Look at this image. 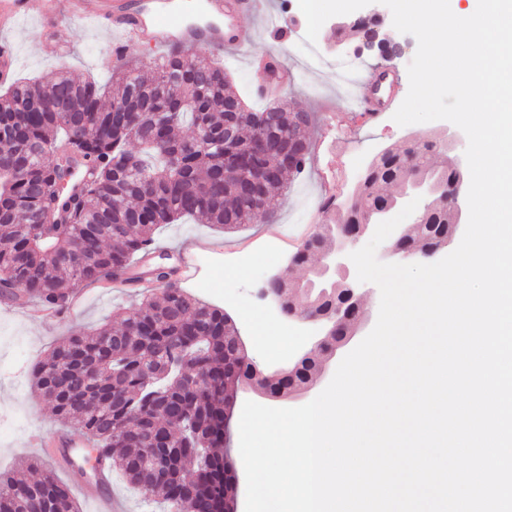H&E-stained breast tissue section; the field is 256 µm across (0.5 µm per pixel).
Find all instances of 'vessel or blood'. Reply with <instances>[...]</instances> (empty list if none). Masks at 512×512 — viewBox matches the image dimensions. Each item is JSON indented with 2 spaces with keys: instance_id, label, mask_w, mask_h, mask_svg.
<instances>
[{
  "instance_id": "1",
  "label": "vessel or blood",
  "mask_w": 512,
  "mask_h": 512,
  "mask_svg": "<svg viewBox=\"0 0 512 512\" xmlns=\"http://www.w3.org/2000/svg\"><path fill=\"white\" fill-rule=\"evenodd\" d=\"M29 10V0H0V30L14 28ZM205 10L211 21L199 26L187 22L177 0H67L63 6L58 0L40 3L45 45L58 56L67 54L71 47L67 27L58 19L63 11L73 20L106 24L119 32L120 41L112 45V54L117 58L122 56L126 44L142 39L155 48L234 47L242 40V19L262 12L261 0H205ZM374 82V76L362 77L355 93L344 102L347 112L359 118L377 111L379 98L373 89ZM36 443L47 458L72 470H84L85 490L95 500L99 512H118L110 489L111 471L105 449H95L93 459H86V440L64 432L39 433Z\"/></svg>"
}]
</instances>
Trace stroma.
Wrapping results in <instances>:
<instances>
[{"label":"stroma","mask_w":512,"mask_h":512,"mask_svg":"<svg viewBox=\"0 0 512 512\" xmlns=\"http://www.w3.org/2000/svg\"><path fill=\"white\" fill-rule=\"evenodd\" d=\"M39 8L40 0H30L29 15L8 36L16 60V78L47 81L66 71L78 78L91 75L107 81L114 68L106 55L114 38L112 31L98 24L74 25L70 31V52L56 58L41 48ZM264 8L285 16L289 25L295 27V34L270 42L264 38L259 23L246 18L242 21L250 34L246 56L229 57L218 50L213 57L229 72L234 89L249 96L257 79L249 57L267 52L275 56L288 72L280 96L295 109L314 116L310 142L318 158L317 168L306 171L271 198L268 209L274 216L272 223L250 224L225 232L201 221L185 219L157 229L156 249L150 260L134 262L127 273L129 287L116 288L108 281L85 287L82 304L65 311L58 320L0 309V471L25 474L27 464L41 457L39 450L27 441L29 432L61 426L49 404L32 388L30 367L44 359L65 336L76 331L92 333L103 325L113 324L119 308L143 298L142 289L136 288L135 283L148 276L154 265L179 267L183 251L192 250L195 272L188 279L176 276V284L192 296L224 308L235 322L249 357L258 365L269 371L288 367L290 361L314 345L320 329L316 323L289 318L294 334L288 339L287 353H280L265 339L270 320L278 317L279 312L271 301L260 298L259 291L273 274L285 270L289 258L316 224L324 221L325 215L319 209V182L335 184L337 200H344L381 149H400L412 139H442L446 142V157L464 155L467 140L455 137L456 127L451 122L436 120L401 126L393 119L409 89L407 67L417 49L412 35L395 31L392 23H385L384 32L403 45L404 53L394 62L396 85L386 94L383 111L364 122L341 111H329L328 106L336 98L340 71L354 64L365 73L378 68L380 58L362 49L360 37H341L335 26L327 22L316 39L325 64L308 65L306 19L298 0H265ZM341 39L347 40L348 51H336L335 45Z\"/></svg>","instance_id":"1"}]
</instances>
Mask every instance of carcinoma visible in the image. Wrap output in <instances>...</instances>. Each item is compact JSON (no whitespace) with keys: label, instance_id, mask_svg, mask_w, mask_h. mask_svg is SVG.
Wrapping results in <instances>:
<instances>
[{"label":"carcinoma","instance_id":"1","mask_svg":"<svg viewBox=\"0 0 512 512\" xmlns=\"http://www.w3.org/2000/svg\"><path fill=\"white\" fill-rule=\"evenodd\" d=\"M381 20H355L343 32L379 29ZM106 86L61 72L49 82L16 81L0 94V297L36 301L61 312L71 293L124 271L153 245L155 230L193 217L226 231L268 218V200L305 169L308 154L282 158L281 138L309 141L310 118L285 104L261 110L230 91L210 56L176 47L151 74L120 67ZM187 127L191 135L180 136ZM266 133L271 148L252 157L274 177L262 197L228 176L234 159ZM139 146L129 150L130 143ZM76 161L80 195L56 194L64 175L50 157ZM439 142L412 141L384 150L366 169L352 200L320 224L288 268V290L269 289L285 316L308 305L330 327L322 343L291 367L267 375L245 359L224 310L162 289L119 313L121 327L74 333L34 365L30 381L59 420L112 452L121 471L147 500L175 512H231L236 476L224 458L226 410L241 386L271 397L305 387L336 349V325L350 329L355 304L346 281L323 284L311 274L336 225L359 224L392 201L388 185L433 176L459 179L439 162ZM450 201L442 199L412 225L408 246L424 256L448 239ZM26 286L17 296L11 281ZM35 480L0 473V512H80L69 484L47 467Z\"/></svg>","mask_w":512,"mask_h":512}]
</instances>
